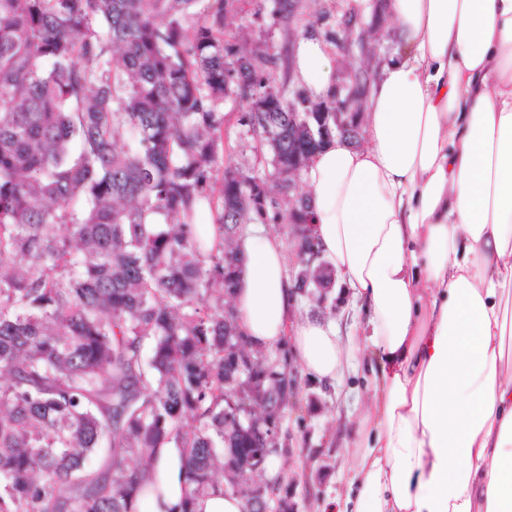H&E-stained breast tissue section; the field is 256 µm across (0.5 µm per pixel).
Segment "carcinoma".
Here are the masks:
<instances>
[{
  "instance_id": "cac0c4a2",
  "label": "carcinoma",
  "mask_w": 512,
  "mask_h": 512,
  "mask_svg": "<svg viewBox=\"0 0 512 512\" xmlns=\"http://www.w3.org/2000/svg\"><path fill=\"white\" fill-rule=\"evenodd\" d=\"M199 2L0 0V512H136L169 444L194 512L232 457L263 447L246 403L282 426L272 354L225 409L241 333L224 322L239 241L224 227L287 224L289 206L268 178L224 171V97L249 101L240 125L279 169L288 115L345 98L285 96L276 55L224 33V0L187 24ZM289 2L272 0L275 20ZM251 475L244 512H258Z\"/></svg>"
}]
</instances>
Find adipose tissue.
<instances>
[{
	"instance_id": "ef3b65f1",
	"label": "adipose tissue",
	"mask_w": 512,
	"mask_h": 512,
	"mask_svg": "<svg viewBox=\"0 0 512 512\" xmlns=\"http://www.w3.org/2000/svg\"><path fill=\"white\" fill-rule=\"evenodd\" d=\"M398 49L366 109L368 143L333 137L302 175L318 262L367 312L360 346L335 321H291L282 242L240 240L234 303L263 348L291 341L308 376L355 356L375 376L336 512H512V0H391ZM311 100L335 79L325 42L291 46ZM136 512H180V449Z\"/></svg>"
}]
</instances>
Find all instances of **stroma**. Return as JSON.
<instances>
[{
	"label": "stroma",
	"instance_id": "1",
	"mask_svg": "<svg viewBox=\"0 0 512 512\" xmlns=\"http://www.w3.org/2000/svg\"><path fill=\"white\" fill-rule=\"evenodd\" d=\"M358 0H300L298 16L290 29L274 25L271 17L254 19L252 0H229L224 28L246 41L248 47L269 49L279 58L274 71L276 81L286 90L299 84L288 74V54L298 34L314 31L325 35L336 27L338 6H354ZM248 102L230 98L224 103V161L243 166L255 174L266 175L269 154L259 153L256 140L240 124ZM293 318H331L342 328L361 334L366 315L353 305L348 288L334 283L321 300L298 297ZM294 395L296 406L286 413L282 429L289 435L290 451L276 457L273 468L288 486V501L297 512H323L325 505L343 494L340 479L343 463L352 453L357 438L358 417L371 394L373 375L363 358H355L337 379L327 384L304 373H297Z\"/></svg>",
	"mask_w": 512,
	"mask_h": 512
}]
</instances>
